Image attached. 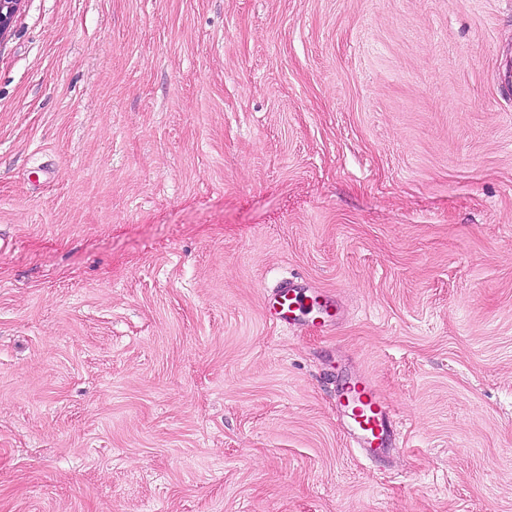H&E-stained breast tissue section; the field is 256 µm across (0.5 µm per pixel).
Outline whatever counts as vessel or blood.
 Here are the masks:
<instances>
[{
  "label": "vessel or blood",
  "mask_w": 512,
  "mask_h": 512,
  "mask_svg": "<svg viewBox=\"0 0 512 512\" xmlns=\"http://www.w3.org/2000/svg\"><path fill=\"white\" fill-rule=\"evenodd\" d=\"M268 317L277 323L289 324L302 314L319 312L311 326L316 331L326 328L330 317L329 303L319 302L308 295L304 286L291 280L283 281L271 294ZM344 408L351 426V437L361 448L387 447L393 434L388 407L361 381L349 383L344 391Z\"/></svg>",
  "instance_id": "1"
}]
</instances>
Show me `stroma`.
<instances>
[{
  "instance_id": "1",
  "label": "stroma",
  "mask_w": 512,
  "mask_h": 512,
  "mask_svg": "<svg viewBox=\"0 0 512 512\" xmlns=\"http://www.w3.org/2000/svg\"><path fill=\"white\" fill-rule=\"evenodd\" d=\"M0 512H512V0H24ZM308 290L304 286L295 283L292 280L283 281L268 297L267 302L271 303L268 308V317L276 323L291 324L296 321L299 314H310L315 309L322 316L311 318L309 326L315 331L322 332L328 326L326 318H333L334 314L330 312L333 301L325 300L320 303L317 298L307 295ZM317 318H322L316 321ZM344 408L351 426L350 436L360 448H387L393 434L388 407L361 381L349 383Z\"/></svg>"
}]
</instances>
